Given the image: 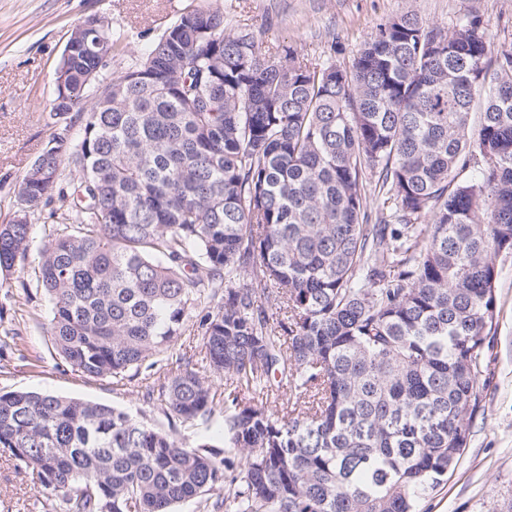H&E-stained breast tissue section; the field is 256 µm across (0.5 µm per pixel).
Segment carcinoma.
Listing matches in <instances>:
<instances>
[{
    "label": "carcinoma",
    "instance_id": "1",
    "mask_svg": "<svg viewBox=\"0 0 512 512\" xmlns=\"http://www.w3.org/2000/svg\"><path fill=\"white\" fill-rule=\"evenodd\" d=\"M104 68L80 48L55 71L88 119L20 180L0 271L27 273L39 242L20 284L46 292L54 354L95 380L171 368L143 393L168 429L10 391L0 458L59 512H416L468 443L512 253V49L477 16L407 13L342 67L191 3L140 62ZM56 198L40 236L29 212ZM189 328L198 363L175 348ZM211 376L223 444L190 446L177 424L213 412Z\"/></svg>",
    "mask_w": 512,
    "mask_h": 512
}]
</instances>
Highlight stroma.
<instances>
[{"label": "stroma", "mask_w": 512, "mask_h": 512, "mask_svg": "<svg viewBox=\"0 0 512 512\" xmlns=\"http://www.w3.org/2000/svg\"><path fill=\"white\" fill-rule=\"evenodd\" d=\"M221 8L227 29L259 31L264 49L287 45L299 56L350 65L359 45L383 23L407 13L452 28L480 16L498 46L512 49V0H200ZM190 0H0V224L18 208V184L49 147L59 125L83 129L75 112L55 123L46 105L72 29L90 18L119 36L122 54L108 76L142 57ZM496 333L478 378L479 406L455 468L420 500L419 512H512V254L496 257ZM40 291L16 277L0 282V329L18 334L0 351V392L38 391L104 403L153 424L164 418L146 403L140 380H91L72 372L51 349ZM0 512H55V496L30 475L0 462Z\"/></svg>", "instance_id": "1"}]
</instances>
